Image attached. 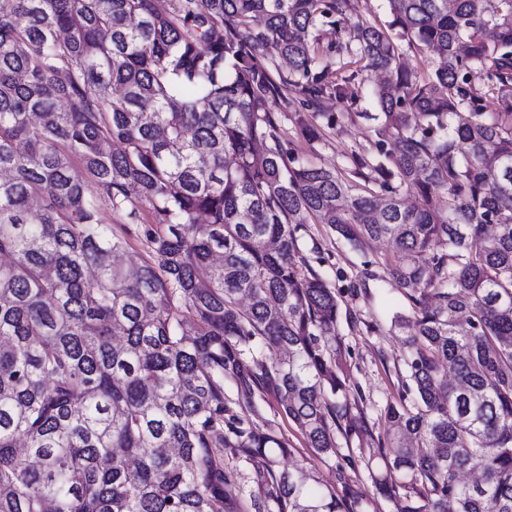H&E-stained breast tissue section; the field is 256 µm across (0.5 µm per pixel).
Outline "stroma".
Wrapping results in <instances>:
<instances>
[{"label":"stroma","instance_id":"1","mask_svg":"<svg viewBox=\"0 0 512 512\" xmlns=\"http://www.w3.org/2000/svg\"><path fill=\"white\" fill-rule=\"evenodd\" d=\"M375 72H368L364 83L350 87L353 100L323 99L321 111L336 114L332 127L323 128L315 140L303 137L296 129L299 110L296 95L276 100L272 110L287 148L299 156L309 157L328 168H342L352 152L375 150L372 119L377 105L372 95ZM301 253L306 262L320 270L335 288L341 308L338 333L342 340L343 368L351 394L355 396L352 413L358 421H377L387 403L397 396L401 386L403 350L397 330L391 327L395 313L408 312L403 291L388 278L386 262L398 255L386 242L376 241L364 250L353 248L339 238L330 225L307 224L300 231ZM262 414L289 450L281 458L282 466H304L315 472L320 481L335 484L337 466H344L353 488L364 493L369 512H396L394 501L380 497L373 485L367 463L377 457L376 441L363 439L339 441V452L332 458L314 455L295 425L284 418L275 399H266Z\"/></svg>","mask_w":512,"mask_h":512}]
</instances>
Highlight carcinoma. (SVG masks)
<instances>
[{"label": "carcinoma", "instance_id": "cac0c4a2", "mask_svg": "<svg viewBox=\"0 0 512 512\" xmlns=\"http://www.w3.org/2000/svg\"><path fill=\"white\" fill-rule=\"evenodd\" d=\"M387 2L378 25L349 0H0V512H365L343 466H281L260 423L272 395L319 457L372 435L307 222L406 257L377 493L512 512V0ZM399 39L440 67L417 79ZM354 58L393 78L375 152H285L271 104L346 99ZM106 209L149 213L133 275Z\"/></svg>", "mask_w": 512, "mask_h": 512}]
</instances>
